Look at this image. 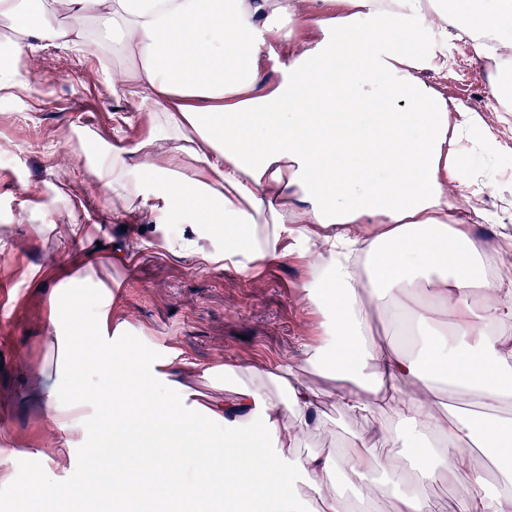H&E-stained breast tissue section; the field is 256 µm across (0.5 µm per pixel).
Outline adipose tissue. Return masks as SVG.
Listing matches in <instances>:
<instances>
[{
  "label": "adipose tissue",
  "mask_w": 512,
  "mask_h": 512,
  "mask_svg": "<svg viewBox=\"0 0 512 512\" xmlns=\"http://www.w3.org/2000/svg\"><path fill=\"white\" fill-rule=\"evenodd\" d=\"M303 0H0L16 34L15 64L0 66V95L27 89L20 67L32 44L84 46L122 58L112 87L137 83L140 108L157 120L145 138L104 151L96 174L125 200L188 215L224 247L184 253L245 274L297 255L311 275L306 298L322 316L310 367L338 381L336 406L368 435L345 439L339 456L297 454L298 441L336 424L318 414L315 392L284 366H225L224 401L206 405L187 383L159 373L146 407L162 442L150 456L155 500L215 512V499L241 508L257 476L268 479L258 512H377L384 472L389 512H445L426 486L458 477L455 461L498 451L495 493L472 492L455 512H512V269L485 270L487 240L459 212L493 182L467 168L461 142L500 149L479 111L436 94L417 77L426 35L463 42L488 72L493 96L512 89V0H312L321 40L294 43L279 80L263 65L267 41ZM169 153L153 163L157 143ZM381 311L398 341L370 337ZM75 307L55 309L49 346L56 376H30V400L55 424L79 430L81 402L64 379L110 377L94 406L101 437L130 436L138 395L130 366L88 351ZM447 378L474 406L441 416L436 384ZM348 462L354 498L328 488ZM219 473L217 495L198 486Z\"/></svg>",
  "instance_id": "obj_1"
}]
</instances>
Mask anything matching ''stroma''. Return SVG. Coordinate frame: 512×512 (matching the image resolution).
I'll return each instance as SVG.
<instances>
[{
  "label": "stroma",
  "instance_id": "obj_1",
  "mask_svg": "<svg viewBox=\"0 0 512 512\" xmlns=\"http://www.w3.org/2000/svg\"><path fill=\"white\" fill-rule=\"evenodd\" d=\"M29 88L0 98V283L13 284L15 303L0 317V464L15 480L0 484V512H69L55 503V484H80L85 462L98 452L97 420L84 432L59 429L27 397L31 374L54 373L57 356L45 338L55 301L67 282L83 277L79 308L108 302L110 319L88 343L129 363L169 359L192 366L198 390L224 397V380L203 377L215 366L255 363L288 366L318 395L319 408L345 430L364 433L366 423L341 416L337 383L305 362L317 343L321 316L305 299L309 275L295 259L264 266L254 275L205 268L180 252L178 238L197 248L224 246L220 237L193 235L178 225L176 239L157 231L154 214L129 206L95 176L91 155L135 142L151 121L139 111L141 91L131 86L109 99L92 82H111L113 63L77 49L36 47L27 55ZM418 78L442 96L480 111L500 133L502 147L488 171L496 189L483 207L501 211L512 201V99L492 98L487 83L460 89L453 79L424 67ZM51 97L60 107L37 108ZM52 484L21 502L16 487L38 469Z\"/></svg>",
  "mask_w": 512,
  "mask_h": 512
}]
</instances>
